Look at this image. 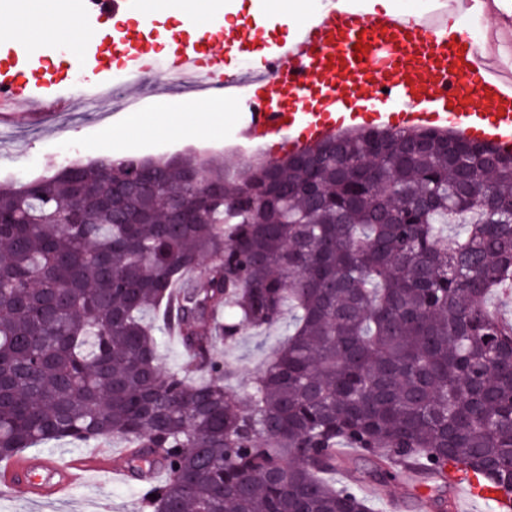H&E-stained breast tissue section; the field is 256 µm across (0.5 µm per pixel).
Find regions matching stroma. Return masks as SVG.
Returning <instances> with one entry per match:
<instances>
[{
    "instance_id": "obj_1",
    "label": "stroma",
    "mask_w": 512,
    "mask_h": 512,
    "mask_svg": "<svg viewBox=\"0 0 512 512\" xmlns=\"http://www.w3.org/2000/svg\"><path fill=\"white\" fill-rule=\"evenodd\" d=\"M210 30L214 44L224 52V67L239 69L261 61L265 47L289 38L290 32L278 12L274 0H213ZM160 34L152 43V54L157 63H166L175 50L192 40L176 17L171 0L158 13ZM259 28L262 43L243 38L246 30ZM107 43H88L80 40L77 54L84 57L94 51L93 60L83 67L68 62L54 64L51 55H43L42 65L54 69L58 79L56 93L73 98V106L63 112L48 113L40 124L29 123L24 115L14 122H0V184L26 183L54 174L62 166L81 161L88 163L111 154L137 155L150 159H164L177 153L204 152L228 165L248 164L256 153L278 155L279 150L262 139L246 141L239 135L237 101H230L224 112L211 114L216 125L215 134L202 139L175 140L150 130L135 135L123 134L130 116L150 117L160 98L189 100L186 85L177 79L163 80L159 74L147 70L135 90L137 103L127 109L114 108L111 100L97 96L92 85L95 67H102L106 75L125 71L123 57L108 53ZM112 126L116 134L107 139L104 126ZM286 335L285 325L242 336L229 352L237 362L238 374L233 383L237 392H244L252 378L261 369L267 352L279 345ZM0 512H139V486L121 479L99 477L80 485L72 496L60 501H34L17 489L5 490L0 495Z\"/></svg>"
}]
</instances>
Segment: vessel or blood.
Wrapping results in <instances>:
<instances>
[{
  "mask_svg": "<svg viewBox=\"0 0 512 512\" xmlns=\"http://www.w3.org/2000/svg\"><path fill=\"white\" fill-rule=\"evenodd\" d=\"M488 5L504 40L512 39V7L493 0H451L436 19L420 21L408 15L368 11L352 0H331L304 30L278 42L265 66L253 69L263 92L248 101L242 116L244 137L288 139L300 149L336 131L362 125L417 129L445 128L468 141L489 143L512 152V70L494 62L477 45L472 32L450 28L449 14L476 12ZM157 30L156 17H147L142 30H116L114 51L130 60L128 88L136 75L151 67L150 45ZM204 32L192 49L177 51L164 68L189 85L191 93L214 91L207 74L223 72L224 90L239 85V75L225 70L224 56ZM362 51H355V44ZM277 78H269L271 67ZM46 78L18 85L9 72H0V113L14 116L26 110L31 120L42 115ZM109 457L98 453L60 462L43 455H24L0 467V486L21 488L33 498L65 497L79 476L115 475ZM454 482L487 501H500L495 488L480 485L464 473Z\"/></svg>",
  "mask_w": 512,
  "mask_h": 512,
  "instance_id": "b4317fda",
  "label": "vessel or blood"
}]
</instances>
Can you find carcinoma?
<instances>
[{"label": "carcinoma", "instance_id": "obj_1", "mask_svg": "<svg viewBox=\"0 0 512 512\" xmlns=\"http://www.w3.org/2000/svg\"><path fill=\"white\" fill-rule=\"evenodd\" d=\"M511 209L512 155L428 128L1 184L0 461L112 438L142 512H372L357 479H326L351 470L347 443L377 488L460 465L512 496V327L488 310L512 280ZM287 312L240 397L219 345Z\"/></svg>", "mask_w": 512, "mask_h": 512}]
</instances>
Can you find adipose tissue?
<instances>
[{"label": "adipose tissue", "instance_id": "adipose-tissue-1", "mask_svg": "<svg viewBox=\"0 0 512 512\" xmlns=\"http://www.w3.org/2000/svg\"><path fill=\"white\" fill-rule=\"evenodd\" d=\"M80 12L81 0H17L9 13L0 16V36L32 51L50 43L73 53L79 42ZM186 110L185 102L160 100L154 111V130L178 138L207 136V125L181 120Z\"/></svg>", "mask_w": 512, "mask_h": 512}]
</instances>
